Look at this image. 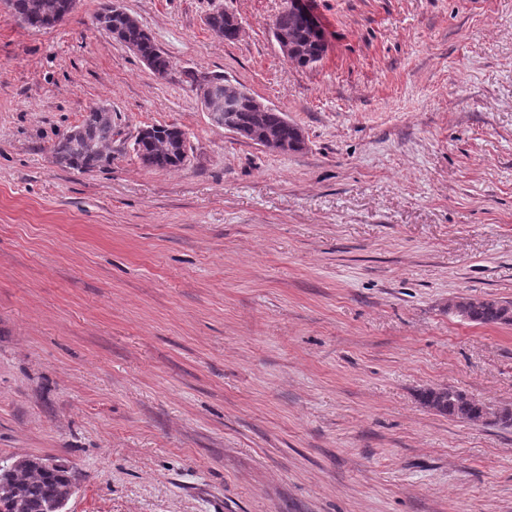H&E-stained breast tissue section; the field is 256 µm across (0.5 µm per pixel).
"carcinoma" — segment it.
Listing matches in <instances>:
<instances>
[{
	"label": "carcinoma",
	"instance_id": "1",
	"mask_svg": "<svg viewBox=\"0 0 512 512\" xmlns=\"http://www.w3.org/2000/svg\"><path fill=\"white\" fill-rule=\"evenodd\" d=\"M10 11L32 28L54 27L62 22L69 11V0H4ZM95 21L112 33L116 42L135 46L138 56L149 62L152 73L166 77L172 61L155 44L152 37L126 10L101 7ZM209 30L227 41L238 37V19L217 9L208 17ZM273 34L281 46L288 47L286 59L299 68H311L321 61L324 48L315 41L306 19L292 10L282 11L273 22ZM210 82L224 85L225 96L235 100L228 111L217 113L215 125L229 122L245 132V138L258 145H270L272 151L283 154L303 149L304 135L300 127L288 121L287 116L267 106H255L253 98H237L236 85L221 76L202 77L196 81L200 90ZM116 132L112 126V110L105 104L90 107L79 124L59 134L52 143L55 163L83 172L107 171L112 167V140ZM133 152L150 168L174 169L188 160V142L182 138L181 127L152 125L142 128L136 135ZM468 321L479 325L512 324V302L496 299H463ZM427 408L452 419L481 423L483 403L453 386L425 388L418 394ZM71 468L65 464L51 472L39 471L38 459L31 458L28 465L9 475L15 488V499L9 512H45L52 502L68 491Z\"/></svg>",
	"mask_w": 512,
	"mask_h": 512
}]
</instances>
